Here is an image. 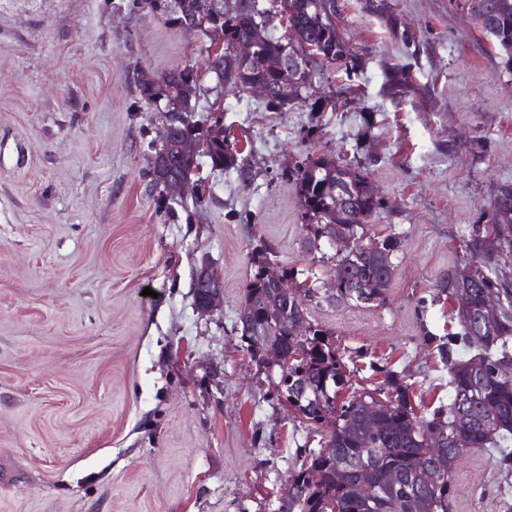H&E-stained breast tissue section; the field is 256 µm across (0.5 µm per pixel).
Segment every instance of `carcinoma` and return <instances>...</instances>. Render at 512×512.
I'll list each match as a JSON object with an SVG mask.
<instances>
[{
	"label": "carcinoma",
	"instance_id": "obj_1",
	"mask_svg": "<svg viewBox=\"0 0 512 512\" xmlns=\"http://www.w3.org/2000/svg\"><path fill=\"white\" fill-rule=\"evenodd\" d=\"M144 8L175 28L183 29L200 0H186L187 7L179 12L170 9L169 0H140ZM232 13H216L210 22L220 27L228 42L258 39L261 55L281 53L284 36L272 34L280 9L288 8V28L294 33V43L288 55L306 58L314 50L319 59L307 61L309 73L326 66L342 70L350 76L363 67V60L351 52L339 27L336 16L337 0H280L269 8L259 0H238ZM467 12L479 30L494 41L503 63L512 67V0H466ZM205 72L216 83L232 91L245 93L253 84L272 88L265 100L270 112L286 111L285 101L305 105L311 112L335 111L339 99L316 95L314 86L289 90L278 76L260 63L241 71L229 48L218 54L206 52ZM202 75L193 66L170 70L162 75L142 72L136 88L140 100L154 104L163 99L165 123H176L168 140L166 153L154 158L150 183L159 197L167 199L161 183L173 176L190 173L199 159L182 153L185 137L196 134L208 138L205 155L212 171L233 170L239 182L251 183L253 170L243 159L238 143L224 133L220 118L211 119L208 126L186 120L173 121L175 112L190 113L202 95ZM415 90L410 64L396 63L384 74V93L392 99H402ZM303 207L304 221L309 232L323 236L336 234L353 240L355 256H331V274L345 267V279L338 280L322 299L336 306L355 303L379 306L398 266L402 239L395 234H371L369 223L378 209L373 198L368 175L360 165L343 163L325 155L309 158L291 172ZM347 180L351 199L342 210H336L333 190L336 183ZM485 224L467 227L464 240L465 258L473 265V281L469 288L468 307L453 306L451 319L458 331L439 339L431 334L427 341L433 345L440 363L448 369V403L420 415L410 398L409 386L388 372L383 387L361 392L340 404L337 397L345 380L343 356L327 332L314 322L310 332L294 333V321L308 318L306 304L316 299L319 289L310 287L286 299L275 295L262 279V266L273 247L262 244L253 249L254 273L245 288V302L250 304V320L275 329L280 347L285 352L286 365L275 381L277 396L304 414L307 426L324 431L321 448L304 449V462L293 472L281 497L278 512H449L453 492V477L462 458L476 448L495 447L501 455L504 470L512 468V450L505 447L512 440V380L502 372L512 367V277L503 267L512 263V236L501 232L500 223L512 222V183L500 184L495 192ZM454 266L436 278L433 300H454ZM495 295L499 308L485 324L484 341L477 346L476 356L483 361L479 379L472 378L465 361L472 347L473 328L469 311L483 304L485 297ZM307 388L299 395L301 388ZM386 401L380 416L381 425L370 430L365 413L376 397ZM370 440H365L367 431ZM443 439L440 451L448 464L446 478L438 485H425L417 472L435 462L431 441ZM348 461L360 467L365 479L378 491L379 502L369 508L358 499L351 478H338V467Z\"/></svg>",
	"mask_w": 512,
	"mask_h": 512
}]
</instances>
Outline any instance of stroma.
I'll return each instance as SVG.
<instances>
[{"label":"stroma","instance_id":"stroma-1","mask_svg":"<svg viewBox=\"0 0 512 512\" xmlns=\"http://www.w3.org/2000/svg\"><path fill=\"white\" fill-rule=\"evenodd\" d=\"M339 26L366 61L353 79L316 73V92L354 82L335 112H270L225 91L224 126L253 181L214 174V200L167 207L152 191L150 141L163 116L135 81L202 65V42L137 0H0V512H276L302 449L319 437L278 399L235 333L251 251L317 267L288 169L327 154L369 170L376 233L403 253L384 306L309 303L337 348L361 353L350 390L399 373L414 405L448 400L425 333L454 331L440 272L512 181V70L465 0H338ZM420 45L415 94L381 93L384 68ZM209 262L224 302L196 312ZM494 448L455 474L451 512H503Z\"/></svg>","mask_w":512,"mask_h":512}]
</instances>
